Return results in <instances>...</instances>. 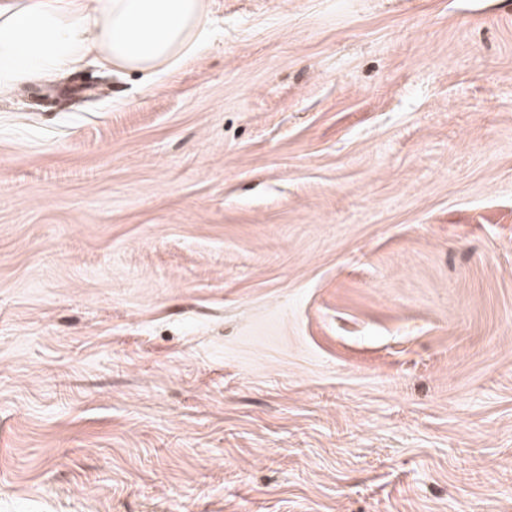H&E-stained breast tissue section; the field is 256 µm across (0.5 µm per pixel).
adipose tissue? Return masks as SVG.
<instances>
[{
  "mask_svg": "<svg viewBox=\"0 0 512 512\" xmlns=\"http://www.w3.org/2000/svg\"><path fill=\"white\" fill-rule=\"evenodd\" d=\"M209 37L205 0H7L0 91L90 57L150 84Z\"/></svg>",
  "mask_w": 512,
  "mask_h": 512,
  "instance_id": "obj_1",
  "label": "adipose tissue"
}]
</instances>
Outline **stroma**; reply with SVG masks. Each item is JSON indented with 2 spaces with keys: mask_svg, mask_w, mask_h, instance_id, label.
<instances>
[{
  "mask_svg": "<svg viewBox=\"0 0 512 512\" xmlns=\"http://www.w3.org/2000/svg\"><path fill=\"white\" fill-rule=\"evenodd\" d=\"M207 10L0 95V512H512V0Z\"/></svg>",
  "mask_w": 512,
  "mask_h": 512,
  "instance_id": "stroma-1",
  "label": "stroma"
}]
</instances>
